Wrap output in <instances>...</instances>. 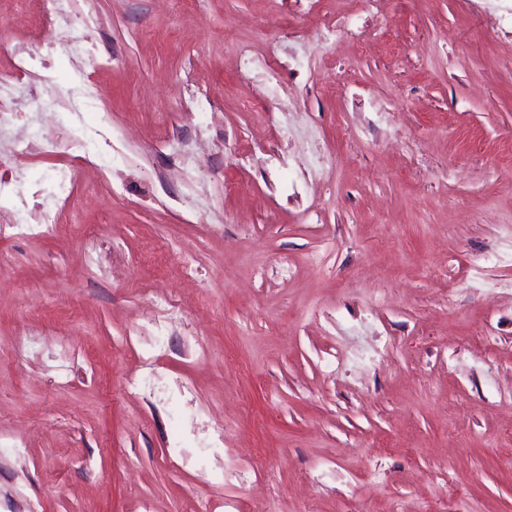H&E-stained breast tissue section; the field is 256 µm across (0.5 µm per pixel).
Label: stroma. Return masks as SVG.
<instances>
[{
  "mask_svg": "<svg viewBox=\"0 0 512 512\" xmlns=\"http://www.w3.org/2000/svg\"><path fill=\"white\" fill-rule=\"evenodd\" d=\"M88 17L74 52L0 0V75L57 142L1 128L0 172L83 169L49 235L0 226V512H512V0H72L73 40Z\"/></svg>",
  "mask_w": 512,
  "mask_h": 512,
  "instance_id": "obj_1",
  "label": "stroma"
}]
</instances>
